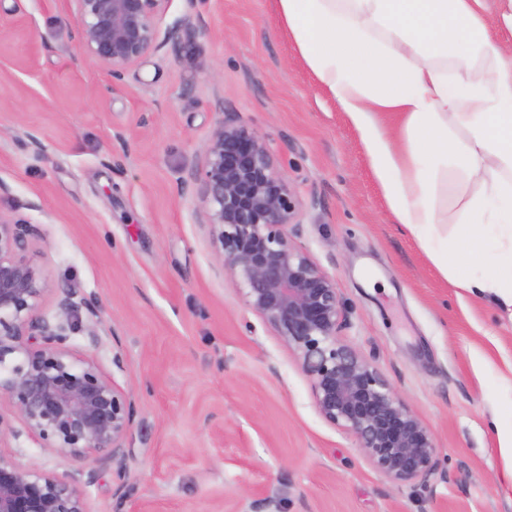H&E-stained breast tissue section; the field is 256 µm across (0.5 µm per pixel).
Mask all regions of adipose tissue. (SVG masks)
Returning a JSON list of instances; mask_svg holds the SVG:
<instances>
[{
	"label": "adipose tissue",
	"instance_id": "ef3b65f1",
	"mask_svg": "<svg viewBox=\"0 0 512 512\" xmlns=\"http://www.w3.org/2000/svg\"><path fill=\"white\" fill-rule=\"evenodd\" d=\"M484 0H278L299 55L361 134L396 220L455 287L512 311V48ZM478 184L454 216L448 174Z\"/></svg>",
	"mask_w": 512,
	"mask_h": 512
}]
</instances>
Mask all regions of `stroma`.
I'll return each mask as SVG.
<instances>
[{
    "label": "stroma",
    "mask_w": 512,
    "mask_h": 512,
    "mask_svg": "<svg viewBox=\"0 0 512 512\" xmlns=\"http://www.w3.org/2000/svg\"><path fill=\"white\" fill-rule=\"evenodd\" d=\"M208 35L147 53L121 84L75 47L60 0H0V212L39 225L26 254L41 308L69 287L99 304L124 368L131 431L83 493L90 512H512V314L443 278L393 217L360 135L281 28L277 0H171ZM263 136L304 204L295 244L348 312L342 344L433 433L429 485L378 472L322 418L297 354L216 264L197 169L219 113ZM13 456L79 461L21 435Z\"/></svg>",
    "instance_id": "1"
}]
</instances>
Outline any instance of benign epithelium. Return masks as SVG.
<instances>
[{
	"label": "benign epithelium",
	"instance_id": "obj_1",
	"mask_svg": "<svg viewBox=\"0 0 512 512\" xmlns=\"http://www.w3.org/2000/svg\"><path fill=\"white\" fill-rule=\"evenodd\" d=\"M64 2L77 46L116 83L151 50L177 53L192 28L186 15L161 27L171 0ZM179 192L201 197L219 269L298 355L318 413L350 433L387 478L429 483L435 437L369 361L339 342L346 315L335 283L293 242L302 203L266 141L235 113H220L202 167L181 177ZM37 236L35 225L0 213V398L43 447L103 464L124 447L134 407L97 356L66 345L81 330L98 344L97 303L61 288L55 311H42V272L24 258ZM18 436L0 416V512H88L80 485L94 471L57 476L20 464L4 451Z\"/></svg>",
	"mask_w": 512,
	"mask_h": 512
}]
</instances>
